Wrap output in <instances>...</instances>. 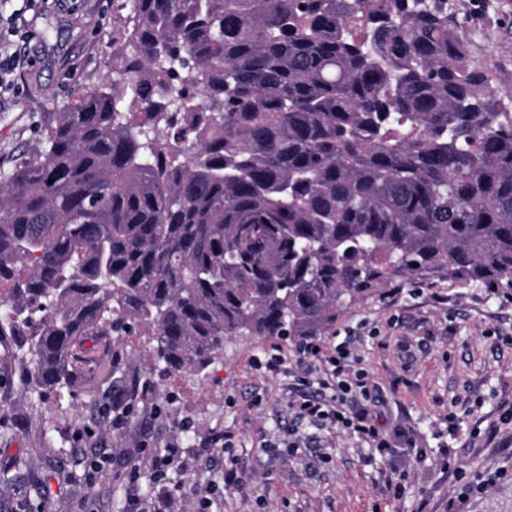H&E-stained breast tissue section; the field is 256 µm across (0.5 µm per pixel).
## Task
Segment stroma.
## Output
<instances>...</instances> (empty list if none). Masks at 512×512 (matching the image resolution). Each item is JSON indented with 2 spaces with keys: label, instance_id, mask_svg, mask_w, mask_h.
Listing matches in <instances>:
<instances>
[{
  "label": "stroma",
  "instance_id": "stroma-1",
  "mask_svg": "<svg viewBox=\"0 0 512 512\" xmlns=\"http://www.w3.org/2000/svg\"><path fill=\"white\" fill-rule=\"evenodd\" d=\"M473 66L512 104V0H448ZM112 0H44L20 45L21 96L0 105V174L39 141L50 113L112 75ZM349 343L376 390L371 411L388 454L339 428L297 420L301 376L289 342L228 339L201 374L159 378L148 327L89 337L67 387L28 389L24 339L0 336V512H134L160 489L173 512H512V296L447 276L386 279L340 309L321 338ZM282 360L265 369L270 346ZM231 448L215 445L221 433ZM303 440L289 448L291 435ZM169 446L162 482L146 465ZM247 474L225 487V469Z\"/></svg>",
  "mask_w": 512,
  "mask_h": 512
}]
</instances>
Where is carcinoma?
I'll return each instance as SVG.
<instances>
[{
    "instance_id": "carcinoma-1",
    "label": "carcinoma",
    "mask_w": 512,
    "mask_h": 512,
    "mask_svg": "<svg viewBox=\"0 0 512 512\" xmlns=\"http://www.w3.org/2000/svg\"><path fill=\"white\" fill-rule=\"evenodd\" d=\"M112 79L0 177L31 391L145 324L164 372L325 335L390 275L512 291V112L448 0H120Z\"/></svg>"
}]
</instances>
